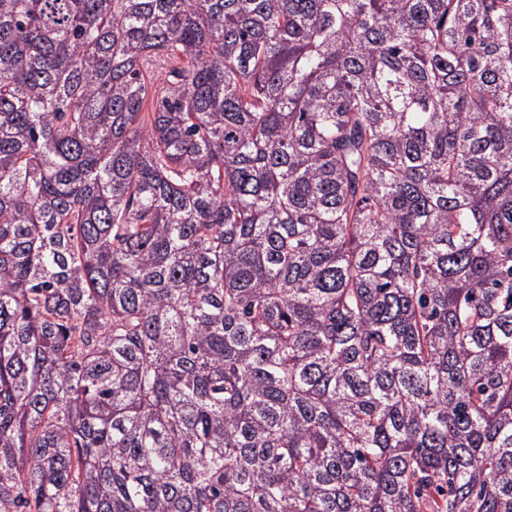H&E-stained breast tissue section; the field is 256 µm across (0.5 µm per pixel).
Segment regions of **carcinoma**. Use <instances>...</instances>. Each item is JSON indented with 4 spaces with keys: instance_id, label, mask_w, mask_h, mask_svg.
Instances as JSON below:
<instances>
[{
    "instance_id": "1",
    "label": "carcinoma",
    "mask_w": 512,
    "mask_h": 512,
    "mask_svg": "<svg viewBox=\"0 0 512 512\" xmlns=\"http://www.w3.org/2000/svg\"><path fill=\"white\" fill-rule=\"evenodd\" d=\"M0 512H512V0H0Z\"/></svg>"
}]
</instances>
